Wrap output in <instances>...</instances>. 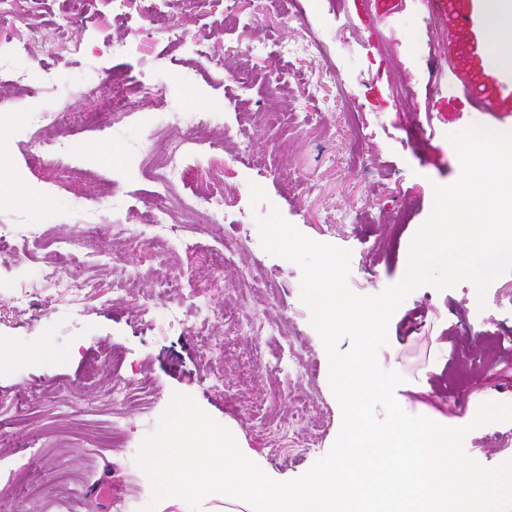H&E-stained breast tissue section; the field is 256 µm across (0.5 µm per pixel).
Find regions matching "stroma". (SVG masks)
<instances>
[{
  "instance_id": "obj_1",
  "label": "stroma",
  "mask_w": 512,
  "mask_h": 512,
  "mask_svg": "<svg viewBox=\"0 0 512 512\" xmlns=\"http://www.w3.org/2000/svg\"><path fill=\"white\" fill-rule=\"evenodd\" d=\"M26 55L0 74V502L11 512H112L96 485L122 489L128 512H185L153 502L137 462L143 441L175 395L192 397L217 422L234 424L280 480L296 478L331 448L342 423L329 361L301 301V270L265 251L257 218L272 210L307 237L350 250V289L376 295L404 275L410 241L429 217L435 186L461 172L450 134L477 125L512 131V75L484 59L482 0H136L115 20L112 0H85L68 23L70 0H1ZM460 38L449 41L448 27ZM185 45L173 48L172 28ZM319 40L322 51L306 54ZM52 72L36 94L14 78L35 61ZM197 71L168 105L144 92ZM124 73L136 108L88 123L104 90L89 73ZM476 76L496 111L462 81ZM58 134L67 151L34 160L30 140ZM201 161V175L175 179L168 223L202 190L223 197L221 232L193 225L164 248L131 243L152 227L155 184L125 172L129 152L152 158L157 143ZM110 224L93 232L90 216ZM14 224H33L28 242ZM73 253L87 288L48 282L49 260ZM177 279L194 295L158 294ZM227 308L232 321L188 331L197 305ZM276 328L289 358L273 355L253 326ZM512 336V271L485 297L463 282L413 291L388 324L382 368L398 372L402 408L460 427L486 401L512 403V366L490 337ZM132 396L113 401V383ZM300 422V439L269 433ZM121 434L119 447L97 443ZM466 453L486 467L512 460V421L479 427Z\"/></svg>"
}]
</instances>
